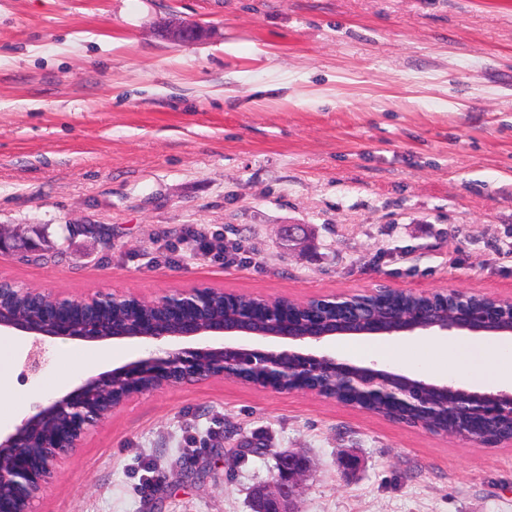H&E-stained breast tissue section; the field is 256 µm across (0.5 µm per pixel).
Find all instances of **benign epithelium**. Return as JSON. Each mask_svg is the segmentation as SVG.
<instances>
[{
  "label": "benign epithelium",
  "mask_w": 512,
  "mask_h": 512,
  "mask_svg": "<svg viewBox=\"0 0 512 512\" xmlns=\"http://www.w3.org/2000/svg\"><path fill=\"white\" fill-rule=\"evenodd\" d=\"M167 36L176 43L199 41L206 28L181 21L168 23ZM283 239L290 247L304 239V225L286 224ZM36 254L39 243L22 235L7 237L0 228V258L16 252ZM27 292L45 298L43 312L32 322L18 317L0 298V330H15L26 336L30 348L24 367L37 374L45 365L46 344L56 339L105 340L141 339L156 346L146 358L112 370L107 374L80 380L67 394L47 405H37L34 412L9 432H0V512H32L61 460L78 447L87 431L102 419L100 398L119 403L167 386L222 376L249 384L257 372L263 374V389L274 392L305 391L321 394V380L340 377L341 388L335 399L352 404L359 398L368 404H381L393 419L429 429L439 415L454 409L465 416L466 428L450 429L448 435L480 445L512 444V433L494 439V424L512 420V391L477 393L449 384H434L384 369L341 362L330 352L304 353L275 341L312 345L337 335L405 334L423 336L432 333L466 332L512 335V320L505 312L512 310V297L484 296L481 305H473L474 293L452 289L427 292L431 299L448 304V315L427 311L405 313L398 306L389 310L395 321L382 327L370 313L368 298L373 293L314 296L305 301H291L290 307L272 315L269 299L261 298L239 310L230 319L210 316L213 290L208 288L171 290L154 299L135 295H86L79 299ZM134 301L155 310L147 325L135 320L115 318L112 309ZM54 417L57 421L53 445L33 451L41 423ZM276 473L267 485L257 486L252 494V512H295L294 500L313 465L300 454L284 451L276 454Z\"/></svg>",
  "instance_id": "1"
}]
</instances>
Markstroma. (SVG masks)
<instances>
[{"label":"stroma","instance_id":"1","mask_svg":"<svg viewBox=\"0 0 512 512\" xmlns=\"http://www.w3.org/2000/svg\"><path fill=\"white\" fill-rule=\"evenodd\" d=\"M171 18L209 34L172 43ZM286 224L307 249L284 246ZM0 225L65 249L0 258V277L70 298L512 296V0H0ZM199 234L241 259H211ZM456 339L332 344L436 383ZM90 356L58 344L35 377L5 356L0 397L26 417ZM243 442L267 451L237 457ZM281 450L315 466L298 512H512V446L222 377L114 409L34 508L251 512Z\"/></svg>","mask_w":512,"mask_h":512}]
</instances>
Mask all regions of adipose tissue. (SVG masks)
<instances>
[{
  "mask_svg": "<svg viewBox=\"0 0 512 512\" xmlns=\"http://www.w3.org/2000/svg\"><path fill=\"white\" fill-rule=\"evenodd\" d=\"M448 356L455 374L512 385V342L453 343L448 347Z\"/></svg>",
  "mask_w": 512,
  "mask_h": 512,
  "instance_id": "1",
  "label": "adipose tissue"
}]
</instances>
